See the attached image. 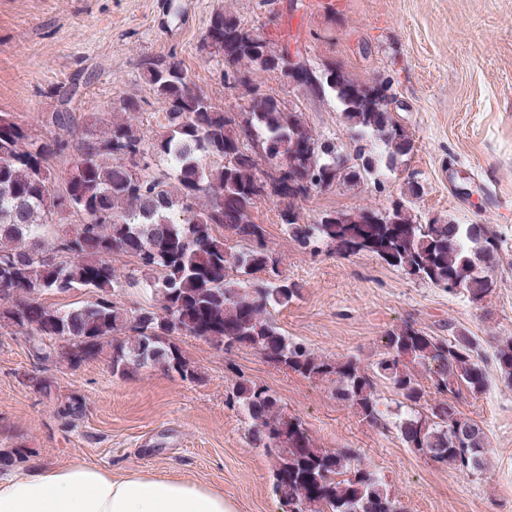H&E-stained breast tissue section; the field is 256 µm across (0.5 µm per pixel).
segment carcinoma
<instances>
[{"label":"carcinoma","mask_w":512,"mask_h":512,"mask_svg":"<svg viewBox=\"0 0 512 512\" xmlns=\"http://www.w3.org/2000/svg\"><path fill=\"white\" fill-rule=\"evenodd\" d=\"M206 41L234 67V83L244 82L245 71L288 76L286 49L248 42L231 13L213 17ZM145 75L162 103L151 115L148 140L136 124L141 105L134 97L86 129L73 147L66 138L68 112L47 120L58 130L47 139L0 112V334L26 336L42 362L53 361L52 341L70 342L61 361L73 367L97 359L108 346L114 375L165 362L189 382L200 372L176 337L248 347L279 369L331 384L336 399L370 426L395 417L405 447L428 451L463 475L484 477L489 437L481 427L468 441L459 439L454 427L474 419L457 409L455 398L464 390L474 397L485 393L490 364L512 385V340L489 354L464 331L441 338L405 322L385 334L384 352L364 367L356 357L315 353L286 336L272 315L293 302L299 286L279 271L265 225L254 217L260 162L285 157L294 173L314 168L333 182L340 169L343 185L384 188L388 177L410 166L414 152V140L393 113L369 99L368 90L389 86L362 84L334 65L307 74L308 91L336 104L343 142L320 138L304 113L289 111L275 95L256 92L253 110L236 116L218 110L177 62L164 74L151 62ZM354 146L375 150L369 163L348 165ZM133 151L142 165L130 164ZM65 154L69 166L59 174L54 162ZM421 191L408 179L391 201V224L370 223L376 210L369 206L352 211L351 224L336 223L334 210L308 224L296 207L302 194L284 185L271 197L280 205L284 233L299 246L325 247L342 257L371 253L450 296L463 293L483 303L496 285L498 235L487 224L422 221L415 208ZM67 224L78 226V233L58 235L48 250L40 247L48 227ZM228 234L243 245L228 247ZM116 253L154 273L145 287L155 304L129 311L116 300L124 288L112 266ZM79 291L92 299L62 308L42 302L45 294ZM419 368L430 387L419 380ZM382 383L398 396L393 409L383 407ZM232 400L249 422L253 444L274 459L272 492L282 512H406L357 450L318 447L268 387L242 379ZM30 457L28 448L0 450L7 466H24Z\"/></svg>","instance_id":"cac0c4a2"}]
</instances>
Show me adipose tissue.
<instances>
[{
    "label": "adipose tissue",
    "mask_w": 512,
    "mask_h": 512,
    "mask_svg": "<svg viewBox=\"0 0 512 512\" xmlns=\"http://www.w3.org/2000/svg\"><path fill=\"white\" fill-rule=\"evenodd\" d=\"M0 512H237L223 491L147 471L84 463L0 476Z\"/></svg>",
    "instance_id": "1"
}]
</instances>
